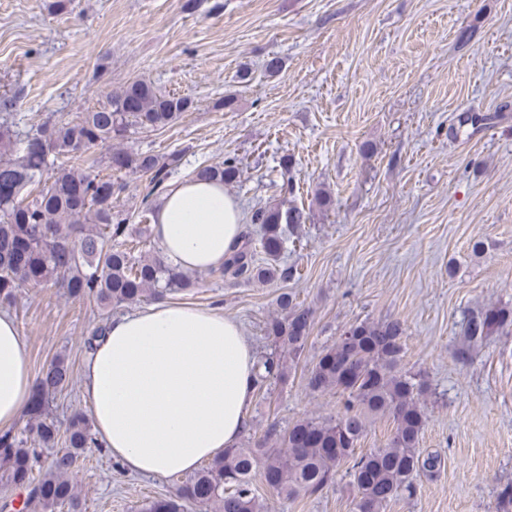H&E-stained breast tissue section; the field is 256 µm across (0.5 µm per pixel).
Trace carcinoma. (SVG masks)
<instances>
[{
  "mask_svg": "<svg viewBox=\"0 0 512 512\" xmlns=\"http://www.w3.org/2000/svg\"><path fill=\"white\" fill-rule=\"evenodd\" d=\"M191 105L186 96L133 82L110 93L76 122L46 121L20 131L14 129L10 113L0 116L1 304H11L24 288H57L112 308L193 286L191 278L166 264L160 252L140 251L150 237L148 222L154 211L149 207L142 223H130L116 206L125 184L115 177L141 172L150 176V192H165L168 169L179 162L178 154L139 153L124 144L132 129H162ZM97 146H107L109 152L85 170L61 162L78 160ZM100 163L110 174L94 170ZM195 175L227 184L239 179L240 167L236 158L227 157L221 164L198 168ZM302 219L295 208L256 209L251 223L262 225L260 245L270 263H255L246 234L225 256L221 273L263 283L294 278L296 272L273 261L283 247V225ZM276 303L277 314L264 325L270 352L257 363L258 391L288 376L305 353L312 330V312L295 293L281 289ZM511 326V309L491 306L470 312L456 358L468 361L486 337ZM404 335L397 320L350 324L335 344L323 349L307 377L312 391L334 390L342 397L341 412L299 421L284 433L271 425L254 447L231 445L194 474L174 481L169 496L142 503L139 512H185L188 503L215 512H264L253 485L258 467L265 486L283 500L323 492L344 464L357 491L353 512H385L398 497H412L417 476L437 475L444 460L437 452L419 450L428 385L421 374L401 368ZM71 380L66 359L55 357L36 377L24 427L0 435V484L25 491L26 512H82L70 474L85 449L95 444L82 413L70 417L65 447L53 454L43 474L34 476L39 448H52L60 438V425L50 416L49 406ZM376 417L391 419L393 431L382 447L357 452ZM496 502L497 512H512L511 482L500 487Z\"/></svg>",
  "mask_w": 512,
  "mask_h": 512,
  "instance_id": "1",
  "label": "carcinoma"
}]
</instances>
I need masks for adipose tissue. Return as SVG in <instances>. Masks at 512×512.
<instances>
[{
  "mask_svg": "<svg viewBox=\"0 0 512 512\" xmlns=\"http://www.w3.org/2000/svg\"><path fill=\"white\" fill-rule=\"evenodd\" d=\"M243 214L222 183L173 187L152 226L167 264L220 269ZM256 354L240 324L213 308L160 301L110 320L88 351L81 389L99 445L132 473L188 474L244 430ZM34 377L15 320L0 314V434L28 410Z\"/></svg>",
  "mask_w": 512,
  "mask_h": 512,
  "instance_id": "ef3b65f1",
  "label": "adipose tissue"
}]
</instances>
